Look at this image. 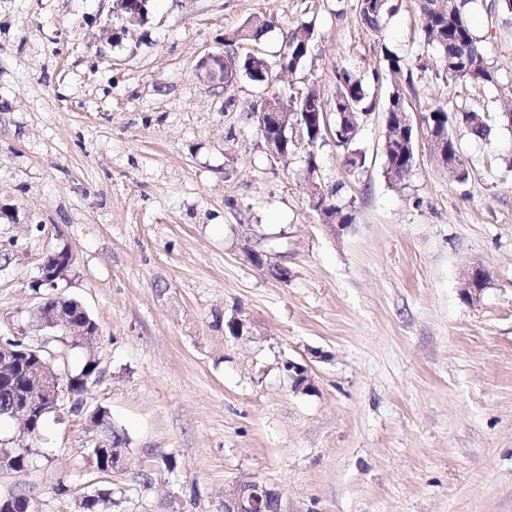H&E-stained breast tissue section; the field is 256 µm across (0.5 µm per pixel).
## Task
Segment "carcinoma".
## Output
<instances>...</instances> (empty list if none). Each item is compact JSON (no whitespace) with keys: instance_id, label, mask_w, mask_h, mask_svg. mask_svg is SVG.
I'll return each instance as SVG.
<instances>
[{"instance_id":"obj_1","label":"carcinoma","mask_w":512,"mask_h":512,"mask_svg":"<svg viewBox=\"0 0 512 512\" xmlns=\"http://www.w3.org/2000/svg\"><path fill=\"white\" fill-rule=\"evenodd\" d=\"M469 3L470 0H419V11L423 16L422 38L438 51L431 70L436 77L446 82L491 85L496 88L499 98L512 102V81L501 80L498 72L490 66L487 48L471 27L467 12ZM357 10L361 26L366 32L378 37L389 18L395 14L396 4L393 0H359ZM270 26V20L247 23L235 30L234 34L241 41H256ZM313 36L314 28L305 22L288 30L284 48L279 55L280 68L291 72L310 57ZM237 41L231 39L228 33L224 35V51L237 63V71L257 85L267 83L268 61L263 57L254 60L237 56L234 48ZM379 48L387 69L404 80L408 89H413L412 69L385 44H379ZM335 78L334 102L324 100L312 88L304 91L290 90L282 96L281 111L285 114L287 126L294 125L303 130L308 147H319L330 136L336 148L342 152L344 166L358 171L364 168L366 155L356 148L357 136L350 135V131L359 127L361 114L367 110L365 103L369 97L368 85L365 77L352 68L336 69ZM258 111L260 106L253 105L245 119L257 123V130L262 137L284 138L282 147L286 151L290 150L292 143L287 140L288 133L267 124L260 125L259 119L255 117ZM407 111L406 95L399 87L387 102L383 139L388 163L386 173L396 182L412 170L415 162L414 131L410 129L400 133L395 125L396 114ZM419 122L422 131L443 146V152L436 155L437 161L452 168L460 182L468 178L469 170L452 129L463 127L476 141H488L493 134V126L487 117L474 110L450 114L444 106L438 105L420 115ZM58 346L64 351L74 348L85 350V361L79 370L73 371L67 365L61 366L64 390L60 406L71 414H79L84 409V394L101 380V361L85 337L61 336ZM12 347L19 356L0 366L9 371V374L0 376V420L10 417L8 408L19 399V392L25 389L28 381L27 370L34 366L25 343L17 342ZM90 416L97 426L110 431L91 448L92 467L98 473L109 476L127 453L129 439L126 434L112 427L109 411L105 407L96 406L90 411ZM44 419L45 416L38 415L36 420L23 425V435L19 442L0 443V457L6 459L15 472L31 475L34 469L31 445L39 437ZM75 507L77 512H133L136 501L125 490L113 486L112 482L97 481L92 477L85 482L80 496L75 498Z\"/></svg>"}]
</instances>
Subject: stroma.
Segmentation results:
<instances>
[{
    "instance_id": "1",
    "label": "stroma",
    "mask_w": 512,
    "mask_h": 512,
    "mask_svg": "<svg viewBox=\"0 0 512 512\" xmlns=\"http://www.w3.org/2000/svg\"><path fill=\"white\" fill-rule=\"evenodd\" d=\"M115 0H0V335H32V288L47 252L75 260L60 296L99 325L107 407L131 441L111 477L135 493L151 459L174 454L142 512H224V490L257 479L281 512H512V126L487 142L455 137L469 177L438 166L426 140L399 184L385 176L384 110L393 79L379 43L413 69V113H497L491 86L449 84L426 67L417 0H398L382 36L357 0H151L123 28ZM474 32L512 78V13L471 0ZM275 19L238 44L276 62L283 34L314 25L315 48L293 73L222 91L201 60L226 31ZM371 78L374 107L348 172L333 141L270 155L243 113L262 98L315 87L335 96V68ZM338 186L346 228L311 207L308 178ZM285 251L287 279L254 265ZM484 267L480 302L460 293ZM242 310L261 338L224 336L215 314ZM307 365L294 391L283 359ZM86 414L49 417L32 449L40 512H75L57 478L87 474L103 437Z\"/></svg>"
}]
</instances>
